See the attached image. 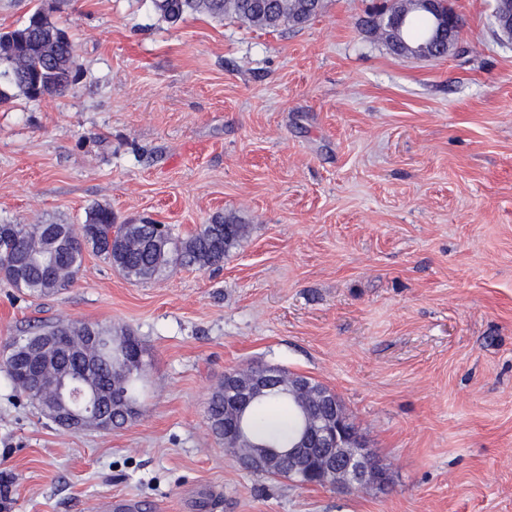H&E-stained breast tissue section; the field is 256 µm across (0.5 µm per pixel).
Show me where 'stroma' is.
<instances>
[{"label":"stroma","mask_w":512,"mask_h":512,"mask_svg":"<svg viewBox=\"0 0 512 512\" xmlns=\"http://www.w3.org/2000/svg\"><path fill=\"white\" fill-rule=\"evenodd\" d=\"M378 2L272 31L0 0V31L41 8L77 61L65 95L0 105V222L249 227L216 269L132 283L88 250L58 295L0 279V512H512V39L493 0H454L459 49L399 56L365 24ZM57 320L135 335L142 415L71 432L17 395L7 345ZM250 365L330 388L385 485L245 471L206 406Z\"/></svg>","instance_id":"obj_1"}]
</instances>
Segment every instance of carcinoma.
Segmentation results:
<instances>
[{"label":"carcinoma","instance_id":"carcinoma-1","mask_svg":"<svg viewBox=\"0 0 512 512\" xmlns=\"http://www.w3.org/2000/svg\"><path fill=\"white\" fill-rule=\"evenodd\" d=\"M153 10L165 21L176 24L189 15L206 13L213 18L235 17L262 29L281 26L301 27L321 13L324 0H151ZM404 8L410 12L404 29L405 40L415 46L423 41L431 19L414 10L412 0ZM76 60L73 44L57 22L42 9L13 30L0 32V103L12 98L11 89L29 99L62 96L75 82ZM85 245L74 238L69 224H0V270L4 279L30 296L59 293L73 286L80 274L84 248L103 256L132 282H146L171 265L218 267L229 249L246 233L243 224L222 217L202 224L195 234L175 237L156 224H117L112 210L98 205L91 208L84 225ZM97 339L92 341L77 325L58 323L14 337L8 345L6 365L11 381L28 399L43 405L55 401L72 387L68 376H79L78 385L87 393L106 400L104 420L120 428L132 419L122 398L141 400L148 364L139 352V341L128 333L114 334L112 326L93 324ZM42 336H64L54 348L57 368L44 372L41 386H32L26 371L41 367L31 358L32 347ZM289 393L273 388L250 406L242 416L244 440L228 443L239 459L246 461L255 444L284 451L299 441L306 424H316L336 413L333 405H321L304 387ZM232 394L224 387L214 390L208 401V425L212 434L224 440V402ZM276 405L288 410V431L264 432L265 421Z\"/></svg>","mask_w":512,"mask_h":512}]
</instances>
